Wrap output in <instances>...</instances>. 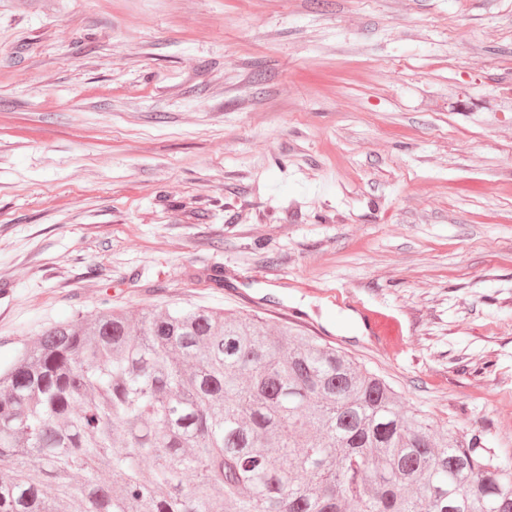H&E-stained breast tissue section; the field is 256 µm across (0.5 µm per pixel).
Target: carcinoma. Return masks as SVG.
Wrapping results in <instances>:
<instances>
[{"instance_id": "carcinoma-1", "label": "carcinoma", "mask_w": 512, "mask_h": 512, "mask_svg": "<svg viewBox=\"0 0 512 512\" xmlns=\"http://www.w3.org/2000/svg\"><path fill=\"white\" fill-rule=\"evenodd\" d=\"M255 315L104 308L0 368V512H512V458Z\"/></svg>"}]
</instances>
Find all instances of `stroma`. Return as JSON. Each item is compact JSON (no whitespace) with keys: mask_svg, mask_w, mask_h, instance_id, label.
<instances>
[{"mask_svg":"<svg viewBox=\"0 0 512 512\" xmlns=\"http://www.w3.org/2000/svg\"><path fill=\"white\" fill-rule=\"evenodd\" d=\"M187 304L512 458V0H0V362ZM374 336L386 345H396L399 341L400 331L398 325L390 318L381 314H367Z\"/></svg>","mask_w":512,"mask_h":512,"instance_id":"stroma-1","label":"stroma"}]
</instances>
